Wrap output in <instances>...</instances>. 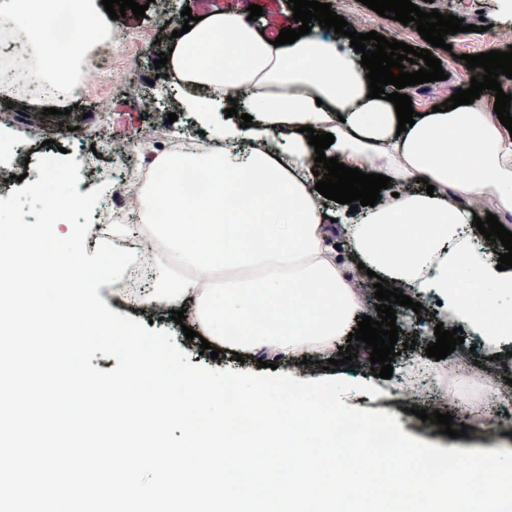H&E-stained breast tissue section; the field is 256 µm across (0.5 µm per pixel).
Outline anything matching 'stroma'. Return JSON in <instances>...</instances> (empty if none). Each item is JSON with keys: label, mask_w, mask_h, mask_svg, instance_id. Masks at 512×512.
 <instances>
[{"label": "stroma", "mask_w": 512, "mask_h": 512, "mask_svg": "<svg viewBox=\"0 0 512 512\" xmlns=\"http://www.w3.org/2000/svg\"><path fill=\"white\" fill-rule=\"evenodd\" d=\"M145 5L144 18L126 16L120 19L119 28L129 31H145L149 37L129 50L119 51L112 57V66L98 78L80 83L77 97L69 99L44 98L41 96L21 95L12 105H0V135L30 145L32 153L42 151L45 140H55L57 146L66 149L68 156L80 161V182L77 189L86 194L111 181L116 172L134 174L140 161L151 145L143 138L145 131L157 128L168 136L178 139L192 136L195 141L212 143L215 140L213 130H200L184 112L180 101L181 90H174L168 101L156 106H146L143 95H155L161 90L157 81L154 62L158 53L167 51L170 46L171 29H156L155 12L146 6L147 0H138ZM288 0H170L174 12L190 8L192 16H205L215 10L232 12L246 16L249 4L262 6L263 16L255 23L263 30L265 37H278L282 28L294 27L293 12L287 5ZM422 10H439L463 18L465 24H483L494 26L500 33L498 45L502 50L512 49V19L499 13L498 0H413ZM331 8L338 15L352 12L358 14L360 22L357 32H378L386 39H396L420 50L428 47L421 38L415 24L404 25L400 22L379 16L363 5L361 0H330ZM486 43L478 32L468 35L467 42L453 43L451 50L436 47L431 49L435 58L440 59L447 78L443 81L423 83L405 87L415 111L426 112L438 103L450 98L456 89L470 86L471 70L460 66L457 57L461 54L476 55L482 53ZM110 104V121L101 125L99 115L93 104L97 100ZM177 114V121H169V114ZM108 129L113 140L133 144V152L126 155L92 154L91 146L99 140L101 129ZM99 295L106 305L141 323L151 324L153 330L169 332L180 350L188 354L194 365H203L215 370L231 369L237 372H257L258 363L254 355H245L243 361H236L233 349H223L218 358H211L200 351L198 341L187 340L179 324L172 320L169 312L149 313L127 307L116 296L112 286L104 285ZM437 294H430L421 312V321L417 328L399 327L397 355L392 363L391 378L382 379L373 375L368 356L363 355L362 342H355L359 355L356 365L345 373V380L372 384L379 390L378 396L366 393L349 392L343 401L347 406L368 411H381L394 415L402 431L420 441L443 449L460 450H509L512 449V421L503 427L491 430L468 426L466 434L460 438H451L440 434L438 425L425 422L405 410L406 402L403 390L405 375L416 369H425L429 382L424 387L426 399L424 409L452 414L453 425H461L462 418L456 413L457 403L471 398L486 396V383L478 376L452 377L448 374L447 360H436L426 354V348L435 339L436 324L446 321L444 306L438 305ZM464 344L473 350L472 357L481 364H488L491 356H498L501 364L507 365V383L501 384V396H512V333L499 337L496 346L486 342L471 331H464ZM415 341V349L404 348V340Z\"/></svg>", "instance_id": "35a3bbf8"}]
</instances>
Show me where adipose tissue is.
<instances>
[{"mask_svg": "<svg viewBox=\"0 0 512 512\" xmlns=\"http://www.w3.org/2000/svg\"><path fill=\"white\" fill-rule=\"evenodd\" d=\"M53 7L54 0H28L24 9L18 0H0V24L38 50L36 82L73 94L75 84L51 77L58 60H75L79 45L44 44L29 27L30 11ZM172 48L165 70L189 90L185 112L214 126L221 143L165 158L170 176L146 190L144 223L102 226L101 238L122 246L139 237L162 257L129 266L127 276L154 278L151 290L130 292L129 303L187 307L190 325L219 345L236 324L237 346L255 354L293 360L333 349L363 301L327 245L307 125L333 134L326 157L404 188L341 217L365 267L418 298L440 293L451 320L487 344L512 331V311L497 303L500 294H512V273L496 270L474 246L471 229L474 205L512 214V139L485 99L425 112L401 132L394 105L369 98L360 54L320 26L276 47L242 17L214 13ZM233 100L249 112L250 127L225 119ZM186 169L208 173L203 197L185 195L176 174ZM421 177L433 193L416 190ZM202 266L222 273L223 283L199 287L187 272Z\"/></svg>", "mask_w": 512, "mask_h": 512, "instance_id": "obj_1", "label": "adipose tissue"}]
</instances>
